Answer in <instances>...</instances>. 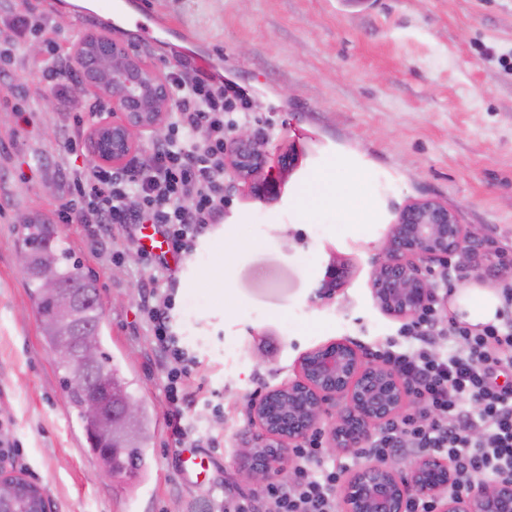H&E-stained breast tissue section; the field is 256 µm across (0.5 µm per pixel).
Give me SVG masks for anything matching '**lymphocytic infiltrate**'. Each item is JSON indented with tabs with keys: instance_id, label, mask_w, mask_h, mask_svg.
Returning a JSON list of instances; mask_svg holds the SVG:
<instances>
[{
	"instance_id": "1",
	"label": "lymphocytic infiltrate",
	"mask_w": 512,
	"mask_h": 512,
	"mask_svg": "<svg viewBox=\"0 0 512 512\" xmlns=\"http://www.w3.org/2000/svg\"><path fill=\"white\" fill-rule=\"evenodd\" d=\"M48 45L42 77L57 108L70 121L68 148L86 129L75 113L81 107V82L59 23L31 9L9 8L0 19V77H8L18 54L33 35ZM173 108L171 137L152 144L154 163L115 170L100 164L67 167L64 185L78 197L77 207L58 213L64 223L84 224L93 252L111 258L117 228L152 224L171 254L190 259L198 240L224 215V140L237 124L231 116L241 95L222 76L194 67L170 78ZM150 276L139 285V310L151 329L167 368V422L179 439L195 438L185 418L191 397L182 384L195 359L179 344L171 310L179 282L164 256L144 253ZM494 321L473 325L436 305L400 326L398 339L376 347L379 360L403 376L418 404L417 412L390 420L353 449L352 460L383 464L432 452L449 463L452 487L476 481H512V286L501 289ZM289 477L267 485L262 496L225 498L224 512H336V494L346 465L328 461L323 434L315 432L292 448Z\"/></svg>"
}]
</instances>
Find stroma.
<instances>
[{"label":"stroma","mask_w":512,"mask_h":512,"mask_svg":"<svg viewBox=\"0 0 512 512\" xmlns=\"http://www.w3.org/2000/svg\"><path fill=\"white\" fill-rule=\"evenodd\" d=\"M67 2L16 0L50 10L71 40L109 38L166 74L186 63L223 75L248 103L245 127L267 165L227 184L223 220L173 265L175 331L196 359L186 387L197 402L186 414L217 441L203 451L204 475L189 478L176 465L166 372L138 309L148 276L138 239L153 227L118 238L108 263L88 249L82 225L59 223L65 119L42 78L43 54L24 52L0 85V425L21 446L0 467L39 485L51 512H218L224 497L263 493L238 478L254 397L293 380L305 351L340 338L367 351L396 336L401 322L374 306L370 279L404 206L439 201L460 223L482 226L492 250L512 252V0H137L171 24L147 37ZM19 95L24 124L10 106ZM326 168L360 194L359 208H301ZM35 213L55 225L56 247L95 274L102 349L154 413L136 475L105 471L43 342L17 262L19 218ZM333 262L348 275L318 299ZM452 262L453 289L495 293L505 282L488 278L487 260Z\"/></svg>","instance_id":"1"}]
</instances>
